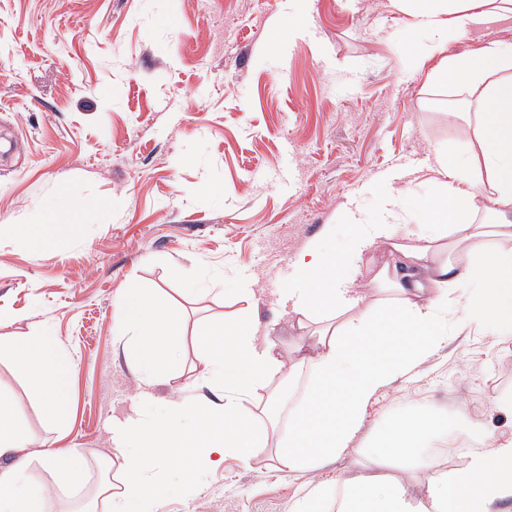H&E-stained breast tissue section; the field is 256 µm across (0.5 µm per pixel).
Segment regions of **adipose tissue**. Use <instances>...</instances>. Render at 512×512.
I'll return each instance as SVG.
<instances>
[{"instance_id":"adipose-tissue-1","label":"adipose tissue","mask_w":512,"mask_h":512,"mask_svg":"<svg viewBox=\"0 0 512 512\" xmlns=\"http://www.w3.org/2000/svg\"><path fill=\"white\" fill-rule=\"evenodd\" d=\"M412 31L442 41L449 31L512 13V0H411ZM477 105L462 155L438 154L443 190L426 201L417 230L397 224L401 200L385 194L378 220L362 224L343 254L311 244L295 261L281 303L298 320L319 323L317 334L298 337L311 352L284 359L256 313L226 351L199 347L196 371L210 394L200 401H168L143 410L113 429V457L90 485L83 454L69 448L26 453L34 436L12 405L0 400V512H47L49 488L69 492L79 512H156L158 493L173 474L168 450L182 425L195 421L190 466L199 483L237 458L251 465L257 449L273 448V468L309 471L346 452L370 404L385 387L416 373L453 331L472 326L489 336L512 335V42L452 59L438 71ZM388 246L394 259L367 263V253ZM368 269L377 297L367 300L355 276ZM115 334L143 388L174 377L184 334L178 310L152 288H129L115 302ZM27 370L51 423L68 421L66 397L73 357L47 323L28 334L0 339ZM446 424L418 409L395 419L369 455V473L335 489L318 484L298 512H496L512 496V438L470 459L466 472L436 473L429 442ZM419 458L430 477L421 499H408L382 473L391 460ZM46 473L31 480L32 463ZM121 474L112 486L111 468Z\"/></svg>"}]
</instances>
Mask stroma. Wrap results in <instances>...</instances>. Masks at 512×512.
Returning a JSON list of instances; mask_svg holds the SVG:
<instances>
[{
	"label": "stroma",
	"mask_w": 512,
	"mask_h": 512,
	"mask_svg": "<svg viewBox=\"0 0 512 512\" xmlns=\"http://www.w3.org/2000/svg\"><path fill=\"white\" fill-rule=\"evenodd\" d=\"M410 6L391 0H0V336L47 320L71 349V418L50 425L23 367L0 354V397L46 447L113 453L114 420L140 387L118 356L114 302L127 288L172 297L183 368L157 402L199 394L192 373L201 323L232 333L234 296L251 281L261 324L280 349L301 330L277 294L311 243L343 251L356 233L346 207L374 219L404 171L398 223L416 224L439 191L436 151L466 150L455 86L432 80L451 57L512 41V14L439 46L409 36ZM65 184L69 201L54 195ZM55 211L66 230L45 249L33 234ZM175 269L209 292L183 293ZM512 338L462 332L415 377L385 388L350 448L318 471L285 473L260 449L229 458L207 488L189 463L195 440L170 449L175 490L156 512H296L316 484L367 469L386 426L419 408L468 416L485 440L449 431L442 470L512 437Z\"/></svg>",
	"instance_id": "obj_1"
}]
</instances>
